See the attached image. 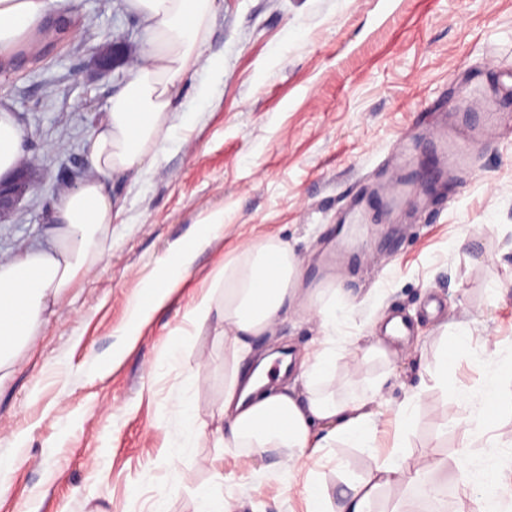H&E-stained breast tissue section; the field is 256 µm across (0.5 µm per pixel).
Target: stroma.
Wrapping results in <instances>:
<instances>
[{
  "instance_id": "35a3bbf8",
  "label": "stroma",
  "mask_w": 512,
  "mask_h": 512,
  "mask_svg": "<svg viewBox=\"0 0 512 512\" xmlns=\"http://www.w3.org/2000/svg\"><path fill=\"white\" fill-rule=\"evenodd\" d=\"M104 2L51 0V15L75 19L74 34L0 67V105L12 109L26 156L39 165L34 186L0 222L1 259L42 243L64 173L85 168L88 134L127 78L123 67L98 72L95 49L122 40L136 55L146 46L131 4ZM205 53L223 58L224 72L202 68L182 85L192 125L150 169L108 179L123 210L104 260L0 385V458L15 461L0 477V512H153L160 504L194 512L200 492L213 488L236 512H307L308 471L334 497L342 473L366 469L367 451L326 448L298 463L301 479L286 491L262 461L228 453L212 467L216 450L206 439L171 456L189 364L207 363L194 396L198 420H211L223 400L224 341L186 337L176 361L169 335L227 253L265 235L301 258L302 287L365 297L347 335H369L395 309L410 319L411 340L393 341L392 362L362 359L353 368L338 360L331 384L341 396L380 385V453L399 441L411 459L452 461L464 436L455 419L478 400L487 370L447 348V337L462 329L477 341L491 337L501 367L512 366V121L486 129L470 165L452 175L440 174L425 131L439 112L459 125L463 99L472 114L488 111L471 93L487 80L499 93L497 111L512 114V0H222ZM428 97L436 106L425 111ZM410 130L424 191L392 206L379 188L401 178L393 144ZM215 208L224 211L223 237L198 254L135 345L112 358L142 280ZM321 338L313 314L294 308L257 343L297 357ZM443 353L447 388L466 393L464 401L447 402L445 388L422 374ZM96 367L103 375L95 379ZM409 389L423 406L401 437L395 408Z\"/></svg>"
}]
</instances>
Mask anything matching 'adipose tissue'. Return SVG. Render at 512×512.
Listing matches in <instances>:
<instances>
[{
	"label": "adipose tissue",
	"mask_w": 512,
	"mask_h": 512,
	"mask_svg": "<svg viewBox=\"0 0 512 512\" xmlns=\"http://www.w3.org/2000/svg\"><path fill=\"white\" fill-rule=\"evenodd\" d=\"M132 2L146 24L148 46L129 63L126 82L88 136L90 175L55 201L52 249L26 246L0 260V371H11L29 336L47 322L66 291L101 262L106 233L119 214L106 178L150 168L160 145L192 121L190 111L176 106L182 83L199 68L221 65L203 55L218 0ZM49 28L46 0H0V60L9 61L22 49L36 53ZM23 156L24 134L10 109L0 106V178L11 176ZM224 228L223 210L202 214L195 236L143 280L119 330L124 343L135 342L153 313L182 287L198 251L222 237ZM300 266L294 250L278 238L248 241L212 272L207 289L194 298L185 314L188 325L195 333L211 331L224 339V399L218 408L224 423L211 430L187 412L184 437L173 455L188 453L206 433L214 447L245 449L255 461L277 450L282 481L290 486L296 481L293 463L333 443L372 451L375 394L340 398L329 388L337 360L350 355L344 328L356 302L332 288L301 292ZM302 299L318 318L323 339L297 365L303 382L298 391L288 386L286 368H274L273 357L259 355L254 340ZM507 405L512 407V397L492 374L483 383L479 406L456 420L465 430L456 450V485L462 498L477 501L479 512H512L506 498L512 455L498 452L490 427ZM443 466L431 457L409 462L398 447L385 457L372 452L367 469L345 481L337 505H330L326 489L307 476L308 512H372L377 490L390 485L415 483L435 492L428 476Z\"/></svg>",
	"instance_id": "adipose-tissue-1"
}]
</instances>
